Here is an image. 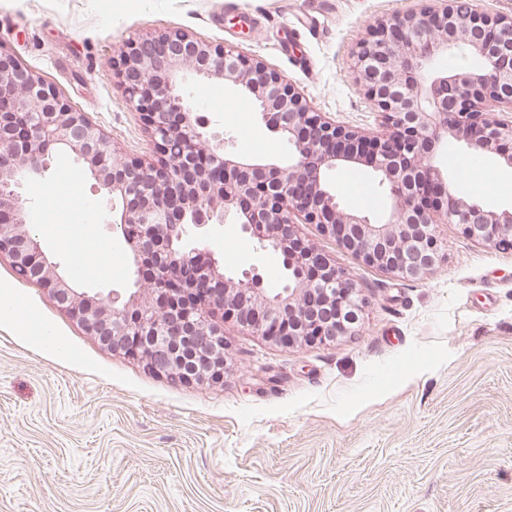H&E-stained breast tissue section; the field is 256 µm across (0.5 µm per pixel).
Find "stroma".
Here are the masks:
<instances>
[{
  "label": "stroma",
  "instance_id": "stroma-1",
  "mask_svg": "<svg viewBox=\"0 0 512 512\" xmlns=\"http://www.w3.org/2000/svg\"><path fill=\"white\" fill-rule=\"evenodd\" d=\"M438 0H0V46L87 113L118 157H148L151 137L112 70L129 37L181 29L265 61L311 106L365 133L382 117L353 71L377 21ZM187 94L223 124L228 153L287 160L286 139L238 112L221 83ZM436 160L463 184L492 181L483 205L512 208V171L455 141ZM331 183L347 209L387 200L360 168ZM44 250L89 293L125 291L127 251L108 197L71 154L26 186ZM85 234H66L74 223ZM305 242L353 275L366 298L350 334L287 346L224 322L223 382L175 384L112 353L0 255V295L37 314L0 318V512H512V251L452 224L445 257L420 280L364 265L313 224ZM228 271L272 256L207 226L189 238Z\"/></svg>",
  "mask_w": 512,
  "mask_h": 512
}]
</instances>
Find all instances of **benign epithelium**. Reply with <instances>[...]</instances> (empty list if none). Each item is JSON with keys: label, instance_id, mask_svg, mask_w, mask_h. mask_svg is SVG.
Listing matches in <instances>:
<instances>
[{"label": "benign epithelium", "instance_id": "7a95c632", "mask_svg": "<svg viewBox=\"0 0 512 512\" xmlns=\"http://www.w3.org/2000/svg\"><path fill=\"white\" fill-rule=\"evenodd\" d=\"M465 46L480 65L453 72L433 62ZM357 81L381 110L373 134L312 109L277 71L221 43L174 30L129 41L115 66L125 100L141 115L159 158L117 159L85 113L21 60L0 49V254L43 287L114 353L139 358L174 383L217 382L226 369L224 321L270 341L311 346L348 334L336 310L358 317L357 281L298 236L315 224L362 262L416 280L442 260L439 223L512 250V209L488 208L451 187L433 148L448 139L512 168V16L474 12L464 0L381 20L355 50ZM200 85L235 88L267 128L287 137L288 163L224 152V129L185 95ZM75 155L92 186L112 198L132 286L98 298L75 288L28 224L23 182ZM367 167L388 196L387 215L348 210L329 173ZM232 224L279 258L288 284L224 272L206 246L185 244L186 224Z\"/></svg>", "mask_w": 512, "mask_h": 512}]
</instances>
